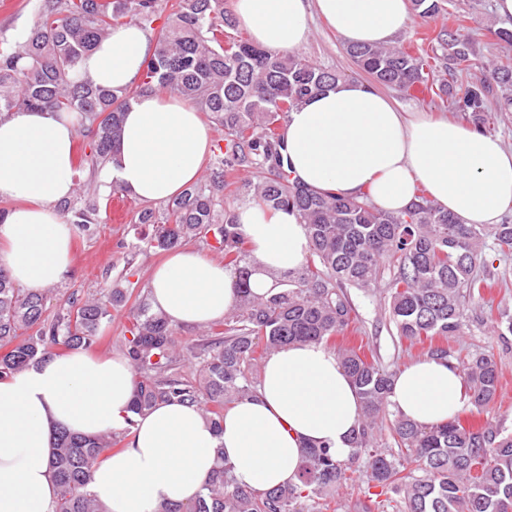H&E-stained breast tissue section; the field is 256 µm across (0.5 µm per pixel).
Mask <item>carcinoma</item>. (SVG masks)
Segmentation results:
<instances>
[{
	"mask_svg": "<svg viewBox=\"0 0 512 512\" xmlns=\"http://www.w3.org/2000/svg\"><path fill=\"white\" fill-rule=\"evenodd\" d=\"M410 2L423 29L420 40L431 49L347 47L368 82L403 95L424 84L441 104L473 113L480 130L498 119L486 105L493 88L500 91L499 111L512 112V63H496L479 88L459 82L474 56L472 42L461 34L466 16L446 13L445 0ZM444 15L452 25L432 27ZM128 18L155 31L154 52L137 80L116 92L77 77L79 59ZM344 79L296 52L268 50L244 37L224 0H41L33 30L20 42L0 45V118L49 109L71 118L89 138L78 169L90 177L59 204L67 223L84 234L100 223L102 194L91 173L110 159L131 101L174 91L221 134L211 146L210 168L195 183L137 213L136 223L147 231L128 249L162 253L200 240L237 274V296L201 338L181 343L178 325L152 309L128 266L101 294L70 296L51 317L45 291L27 292L0 270V378L61 351L92 347L112 312L124 309L120 348L136 376L131 412L144 415L160 402L195 404L220 434L224 410L256 392L271 352L306 342L330 348L336 336L358 331L347 289L375 293L387 265L393 276L385 314L398 343L464 335L470 307L491 287L479 269L489 251L512 253V224H462L423 189L395 215L364 198L322 193L294 180L283 139L288 113ZM241 172L251 174L242 184ZM241 195L267 210L293 209L308 230V255L279 276V291L271 295L249 284L250 254L234 208ZM480 322L501 338L512 335V314L505 310L489 306ZM427 354L456 362L476 410L495 402L501 367L492 351L462 358L431 345ZM337 355L361 400L348 458L310 446L299 482L256 492L234 481L220 455L194 502L163 504L158 512H323L331 492L354 482L366 500L364 512H512V430L492 420L474 426L458 416L420 426L390 409L394 365L352 347ZM185 361L197 367L195 378L181 375ZM134 425L130 418L120 432L58 433L52 512H104L88 491L93 470L110 449L126 445Z\"/></svg>",
	"mask_w": 512,
	"mask_h": 512,
	"instance_id": "cac0c4a2",
	"label": "carcinoma"
}]
</instances>
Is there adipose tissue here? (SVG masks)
<instances>
[{"label": "adipose tissue", "instance_id": "obj_1", "mask_svg": "<svg viewBox=\"0 0 512 512\" xmlns=\"http://www.w3.org/2000/svg\"><path fill=\"white\" fill-rule=\"evenodd\" d=\"M234 13L254 42L278 51L305 42L315 14L348 45L390 42L411 23L409 0H234ZM153 51L152 33L130 23L76 71L118 90ZM77 135L48 109L0 120V200L17 203L0 220V269L28 291L60 283L73 266L72 231L58 205L73 193ZM284 137L295 179L320 192L397 214L422 188L464 224H494L512 211V150L497 136L423 112L406 116L360 82H337L290 112ZM212 142L211 128L177 93L141 96L96 181L105 193L117 184L142 201H167L199 177ZM236 214L253 259L249 283L257 293L273 291L277 274L305 259L306 229L289 209L248 204ZM235 284L223 263L177 248L153 269L148 290L156 311L195 326L223 318ZM135 381L123 356L82 349L1 379L0 512H51L57 432L127 427ZM388 400L426 427L469 406L459 369L430 356L401 367ZM359 419L357 390L337 355L321 343L289 345L268 356L256 392L225 409L223 433L195 405L158 404L137 417L126 447L94 469L89 491L106 512H157L163 503H191L221 458L238 485L264 492L297 482L305 447L347 458Z\"/></svg>", "mask_w": 512, "mask_h": 512}]
</instances>
